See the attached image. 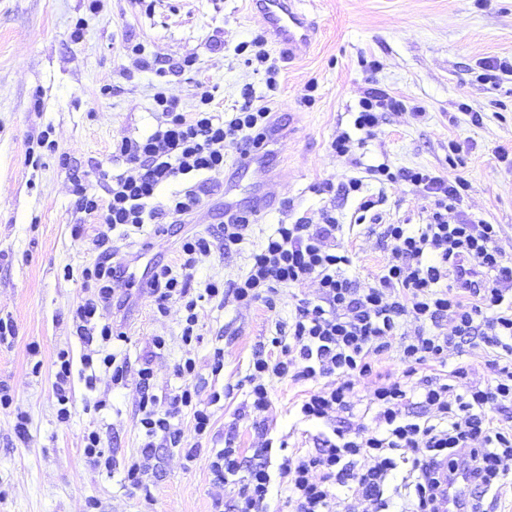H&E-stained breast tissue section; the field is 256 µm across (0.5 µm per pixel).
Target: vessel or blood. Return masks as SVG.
Instances as JSON below:
<instances>
[{
  "mask_svg": "<svg viewBox=\"0 0 512 512\" xmlns=\"http://www.w3.org/2000/svg\"><path fill=\"white\" fill-rule=\"evenodd\" d=\"M297 0H252L254 9L264 18L269 41L284 54L295 57L312 47L317 28L311 19L296 7ZM469 472L455 473L448 481L444 508L446 512H466L473 491Z\"/></svg>",
  "mask_w": 512,
  "mask_h": 512,
  "instance_id": "b4317fda",
  "label": "vessel or blood"
}]
</instances>
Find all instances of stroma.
I'll list each match as a JSON object with an SVG mask.
<instances>
[{
	"label": "stroma",
	"mask_w": 512,
	"mask_h": 512,
	"mask_svg": "<svg viewBox=\"0 0 512 512\" xmlns=\"http://www.w3.org/2000/svg\"><path fill=\"white\" fill-rule=\"evenodd\" d=\"M101 4L94 13L87 0H0V319L14 329L0 342V386L28 416L21 439L17 412L0 410V512H238L236 492L214 481L212 451L229 437L244 458L259 447L251 419L238 414L245 392L237 384L260 342L287 327L301 300L317 297V284L307 279L280 289L272 312L259 304L241 307L229 295L220 304H201L199 339L185 345L182 302L170 300L166 313H158L141 288L146 266H179L178 237L156 236L145 253L139 232L115 240L119 254L143 256L132 269L136 299L123 315L128 340L114 347L127 363V384L113 387L104 372L91 388L74 380L71 418L59 423L54 361L62 350L76 361L86 352L73 314L86 296L81 271L99 254L100 219L79 210L74 181L107 198L111 177L127 169L113 160L112 144L156 128V92L189 111L198 93L213 89L221 116L248 85L274 119L261 166L238 174L237 147L227 144L224 168L198 187L200 204L186 228L220 235L228 194L245 206L262 194L273 206L256 217L236 250L197 256L191 288L212 278L232 287L275 224L302 217L316 223L325 211L343 226L337 241L351 259L346 275L361 287L373 285L390 256L384 225L432 221L429 200L398 176L407 169L451 184L467 180L461 210L500 225L498 246L512 259V70L490 68L494 61L512 67V0H305L317 40L295 58L270 50L277 68L272 91L267 73L247 65L240 52L264 30L249 0H153L149 10L139 0ZM128 41L141 45L140 56L125 55ZM189 57L196 62L191 69L184 66ZM311 83L315 101L302 104L299 95ZM370 92L397 98L402 107L382 111L366 132L354 120ZM474 114L479 123L471 122ZM342 133L350 135L359 165L333 151ZM46 136L55 152L40 148ZM452 140L459 144L454 165ZM380 164L396 173L395 181L381 183L367 173V166ZM353 178L362 180L361 192H347ZM364 194L378 201L372 224L356 221ZM159 337L167 342L160 351L154 348ZM218 348L224 368L215 376L210 359ZM147 357L161 397L179 387V361L195 359L207 379L201 398L210 404L213 426L194 458L180 448H158L145 493L125 482L123 465L143 441L137 383ZM228 386L234 392L227 396ZM303 397L301 385L275 384L265 414L272 437L285 439L291 455L332 432L301 420ZM100 399L108 406L99 411ZM91 430L114 469L84 457L83 437Z\"/></svg>",
	"instance_id": "1"
}]
</instances>
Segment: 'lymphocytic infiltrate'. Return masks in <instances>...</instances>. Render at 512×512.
Masks as SVG:
<instances>
[{"mask_svg": "<svg viewBox=\"0 0 512 512\" xmlns=\"http://www.w3.org/2000/svg\"><path fill=\"white\" fill-rule=\"evenodd\" d=\"M153 102L162 118L157 128L141 139L125 138L112 146L113 159L125 161L129 169L115 177L108 201L85 187L76 189L80 209L102 215L106 226L95 239L97 261L81 272L90 295L74 316L78 338L91 347L81 359L88 383L99 369L110 375L113 386L127 383L126 364L111 350L125 333L117 324L96 319L98 309L120 311L133 300L128 283L132 259L116 256L110 231L150 224L155 233L166 234L186 223L199 205L188 178L223 169L226 144L242 150L257 147L272 128L268 106L258 104L249 88L227 118L215 114L208 90L200 93L190 112L179 111L177 102L161 93ZM399 176L418 195L432 199L433 221L416 230L407 224L386 225L390 257L373 286L358 287L345 276L351 260L336 245L342 226L325 212L317 224L301 218L276 225L232 289L211 279L191 292L187 272L196 255L217 247L228 252L242 244L253 222L246 210L228 216L221 240L182 235L181 273L160 263L146 281L158 312H165L169 300L183 301L181 341L186 345L198 338L200 302L228 293L239 304L260 303L272 312L280 288L309 277L318 282L317 298L301 302L287 332L267 337L248 365L241 411L258 418L263 442L255 451L256 462L243 467L239 450L229 443L213 455L211 471L216 481L237 487L241 512H271L277 493L285 495L292 512H333L340 487L352 498L368 501L372 512H389L393 498L403 493L409 501L400 512H434L444 479L467 468L475 472L470 512H489L486 497L497 494L512 470V262L497 245L502 228L460 211L466 181L451 185L423 170ZM408 321L415 328L399 349L401 378L375 374L376 357L390 350L391 337ZM475 337L496 349L501 362L493 383L485 386L470 381L461 367L447 375L441 372L457 341ZM175 374L183 385L168 396L162 412L151 389L150 362L138 371L143 445L124 467L131 485L145 487L157 442L182 448L187 457L196 455L175 417L189 415L195 439L210 432L213 414L200 399L205 380L196 361L181 360ZM372 375L377 378L370 395L377 409L375 428L355 435L334 430L315 451L273 463V441L260 416L271 406L274 381L306 383L303 419L327 423L334 413L351 408L358 378ZM322 378L328 379L327 387H318ZM414 402L422 409L420 415L405 411ZM405 448L412 451L411 460H404ZM404 462L410 465L409 480L405 487L392 486Z\"/></svg>", "mask_w": 512, "mask_h": 512, "instance_id": "f902f5d3", "label": "lymphocytic infiltrate"}]
</instances>
